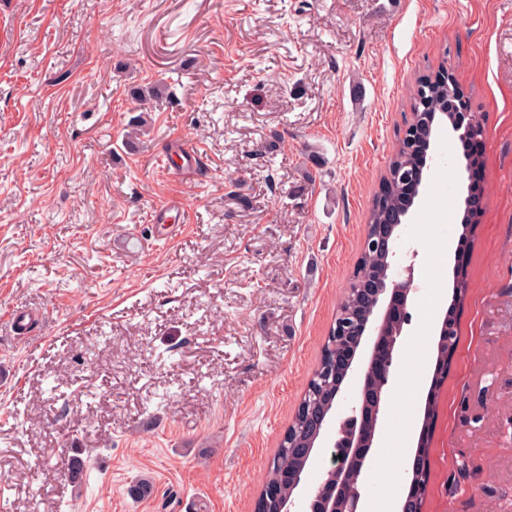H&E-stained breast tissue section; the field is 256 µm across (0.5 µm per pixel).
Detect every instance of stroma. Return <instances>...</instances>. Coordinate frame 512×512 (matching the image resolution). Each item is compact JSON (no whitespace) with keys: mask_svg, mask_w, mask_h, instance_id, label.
I'll use <instances>...</instances> for the list:
<instances>
[{"mask_svg":"<svg viewBox=\"0 0 512 512\" xmlns=\"http://www.w3.org/2000/svg\"><path fill=\"white\" fill-rule=\"evenodd\" d=\"M441 66L482 115L486 180L423 512H512V0H0V512H253ZM186 147L198 167L173 175ZM458 152L437 125L395 244L417 291L382 423L393 492L364 490L380 512L452 301ZM174 196L188 221L155 239ZM21 306L41 315L24 339Z\"/></svg>","mask_w":512,"mask_h":512,"instance_id":"stroma-1","label":"stroma"}]
</instances>
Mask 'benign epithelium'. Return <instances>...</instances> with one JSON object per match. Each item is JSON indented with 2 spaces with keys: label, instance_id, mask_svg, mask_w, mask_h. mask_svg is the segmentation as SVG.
Wrapping results in <instances>:
<instances>
[{
  "label": "benign epithelium",
  "instance_id": "7a95c632",
  "mask_svg": "<svg viewBox=\"0 0 512 512\" xmlns=\"http://www.w3.org/2000/svg\"><path fill=\"white\" fill-rule=\"evenodd\" d=\"M484 126L476 112H456L452 131L466 139ZM404 221L391 226L385 236L369 241L370 248L386 256L384 271L370 286V305L360 325L336 324L329 333L331 364L313 374L307 390L299 402L304 405L308 398L328 397L319 416L320 424L333 420L336 400L341 395L345 377L360 366L363 386L359 397L351 407V413L340 418L336 439L333 442L331 466L326 472L327 487L311 489L302 484V478L294 479L296 491L305 497L306 512H361V487L356 479L348 477L349 466L362 464L365 472L373 468L371 449L376 445V422L383 413L391 372L399 353V338L408 324V306L415 292L414 266L393 272L394 244ZM360 342L366 338L371 343L369 354L360 361L349 348L350 339ZM297 497L283 495L277 485L264 484L261 501L255 503L256 512H294Z\"/></svg>",
  "mask_w": 512,
  "mask_h": 512
}]
</instances>
